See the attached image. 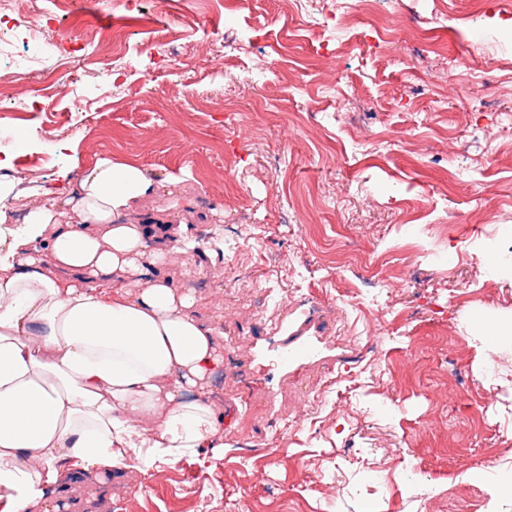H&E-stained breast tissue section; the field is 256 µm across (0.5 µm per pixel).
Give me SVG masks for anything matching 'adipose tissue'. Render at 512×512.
<instances>
[{"instance_id": "adipose-tissue-1", "label": "adipose tissue", "mask_w": 512, "mask_h": 512, "mask_svg": "<svg viewBox=\"0 0 512 512\" xmlns=\"http://www.w3.org/2000/svg\"><path fill=\"white\" fill-rule=\"evenodd\" d=\"M172 180L104 156L27 197L0 247V512H59L63 474L156 468L224 445L211 379L220 323L163 268L189 234L153 233L137 208Z\"/></svg>"}]
</instances>
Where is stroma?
Here are the masks:
<instances>
[{"mask_svg":"<svg viewBox=\"0 0 512 512\" xmlns=\"http://www.w3.org/2000/svg\"><path fill=\"white\" fill-rule=\"evenodd\" d=\"M411 2L381 5L375 27L354 0H342L345 27L330 0L303 16L282 0L232 14L224 0H154L144 13L47 0L33 16L68 94L29 126L64 133L40 173L16 153L0 168L50 186L106 154L132 161L178 182L183 220L159 198L139 206L165 236L184 221L224 237L193 279L187 256L164 269L195 293L199 318L224 317L223 448L102 485L65 478V512H184L201 499L210 512H512V270L500 265L512 252V17L496 0L480 13L470 0ZM379 26L394 27V49ZM87 31L129 44L116 82L91 64ZM356 42L330 76L328 50ZM220 43L222 73L206 66ZM74 97L85 111L70 112ZM185 133L197 152L180 147ZM435 224L452 236L432 237ZM233 270L243 282L225 287ZM276 285L288 295L260 324L256 291ZM370 320L384 347L362 359Z\"/></svg>","mask_w":512,"mask_h":512,"instance_id":"1","label":"stroma"}]
</instances>
